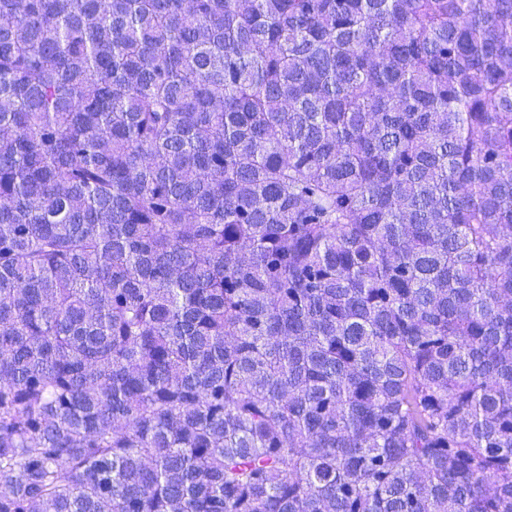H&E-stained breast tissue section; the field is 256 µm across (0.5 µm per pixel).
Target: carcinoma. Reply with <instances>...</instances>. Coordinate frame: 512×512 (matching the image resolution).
I'll list each match as a JSON object with an SVG mask.
<instances>
[{"label": "carcinoma", "instance_id": "carcinoma-1", "mask_svg": "<svg viewBox=\"0 0 512 512\" xmlns=\"http://www.w3.org/2000/svg\"><path fill=\"white\" fill-rule=\"evenodd\" d=\"M0 512H512V0H0Z\"/></svg>", "mask_w": 512, "mask_h": 512}]
</instances>
